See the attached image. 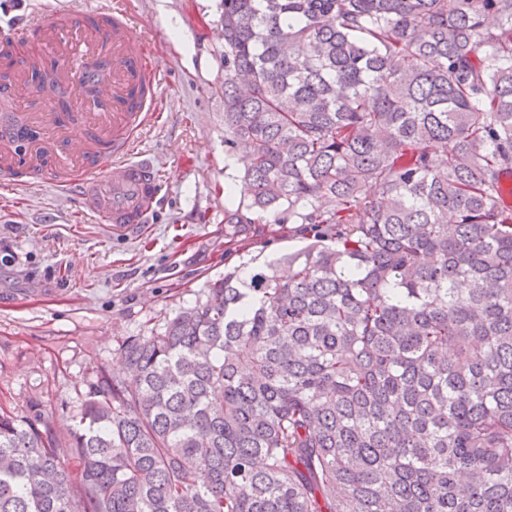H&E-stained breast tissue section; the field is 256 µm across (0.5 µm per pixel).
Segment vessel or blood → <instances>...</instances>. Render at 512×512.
Returning <instances> with one entry per match:
<instances>
[{"label": "vessel or blood", "mask_w": 512, "mask_h": 512, "mask_svg": "<svg viewBox=\"0 0 512 512\" xmlns=\"http://www.w3.org/2000/svg\"><path fill=\"white\" fill-rule=\"evenodd\" d=\"M132 27L123 0L82 11L48 0L20 22L0 17V42L12 47L0 60V98L25 99L36 68L56 71L45 91L52 111L0 114V171L49 175L74 206L124 234L148 224L160 194L153 161L130 144L159 115L164 74Z\"/></svg>", "instance_id": "1"}]
</instances>
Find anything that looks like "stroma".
I'll return each mask as SVG.
<instances>
[{"mask_svg": "<svg viewBox=\"0 0 512 512\" xmlns=\"http://www.w3.org/2000/svg\"><path fill=\"white\" fill-rule=\"evenodd\" d=\"M136 36L165 75L161 118L134 151L153 159L157 213L139 236L75 211L48 183L0 182V408L36 401L69 422L98 366L203 299L225 270L303 247L298 224H228L224 186L243 168L224 157L220 0H128Z\"/></svg>", "mask_w": 512, "mask_h": 512, "instance_id": "35a3bbf8", "label": "stroma"}]
</instances>
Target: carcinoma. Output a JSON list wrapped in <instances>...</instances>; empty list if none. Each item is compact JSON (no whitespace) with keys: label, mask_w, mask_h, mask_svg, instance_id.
<instances>
[{"label":"carcinoma","mask_w":512,"mask_h":512,"mask_svg":"<svg viewBox=\"0 0 512 512\" xmlns=\"http://www.w3.org/2000/svg\"><path fill=\"white\" fill-rule=\"evenodd\" d=\"M222 8L224 223L313 241L0 410V512H512V0Z\"/></svg>","instance_id":"cac0c4a2"}]
</instances>
